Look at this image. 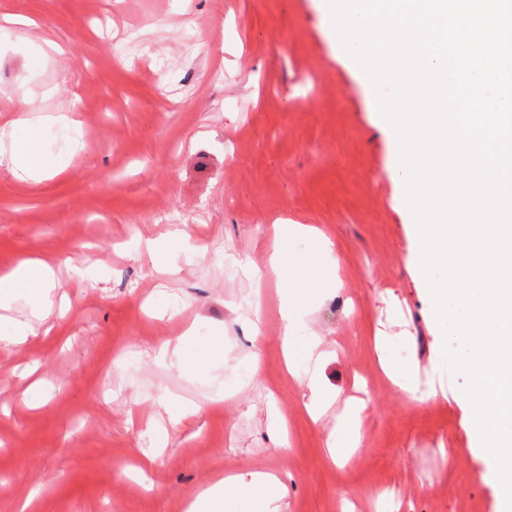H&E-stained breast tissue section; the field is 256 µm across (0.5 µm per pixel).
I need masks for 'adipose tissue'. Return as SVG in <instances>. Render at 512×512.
<instances>
[{"mask_svg":"<svg viewBox=\"0 0 512 512\" xmlns=\"http://www.w3.org/2000/svg\"><path fill=\"white\" fill-rule=\"evenodd\" d=\"M11 147L8 154L0 153V164H8L12 171L27 177L40 176L44 170L43 150L39 126L27 118L10 121ZM314 237L316 246L302 263L292 261L288 242L293 237ZM330 250V242L318 235L314 228L303 224H278L270 245L269 264L272 269L288 272L281 290L280 316L283 321L282 347L289 374L303 381L310 393L305 411L312 420H320L327 410L340 400L337 392L328 388L320 373L309 372L307 364L321 344L307 326L304 316L306 304L316 295L341 288L337 271H321L323 256ZM54 273L45 262L24 260L9 272L0 275V342L8 345L25 344L35 333L34 320L47 318L54 307L52 290ZM26 295L31 305V318L10 316L12 302L18 295ZM397 343L381 340L378 358L384 374L409 398H416L419 366L416 361L403 360L396 355ZM341 413L327 436L326 445L333 462L345 460L361 443V426L366 408L364 400H345ZM237 493L253 501L255 512H283L286 487L278 478L266 472L229 475L200 495L189 505L187 512H224L228 493Z\"/></svg>","mask_w":512,"mask_h":512,"instance_id":"1","label":"adipose tissue"}]
</instances>
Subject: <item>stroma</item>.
Here are the masks:
<instances>
[{"label": "stroma", "mask_w": 512, "mask_h": 512, "mask_svg": "<svg viewBox=\"0 0 512 512\" xmlns=\"http://www.w3.org/2000/svg\"><path fill=\"white\" fill-rule=\"evenodd\" d=\"M2 13L31 24L0 43V132L27 100V116L44 120L46 161L63 153L67 166L32 180L0 165V273L24 259L51 264L69 310L0 348V512H186L225 476L254 470L286 484L284 512H338L340 482L363 507L381 484L402 512H496L464 410L447 398L467 380L431 369L448 342L405 268L387 136L317 0H0ZM46 38L61 52L43 54ZM72 112L82 134L65 142L56 120ZM279 220L320 228L343 281L306 316L341 396L318 422L284 364L282 283L246 272L264 266ZM170 229L185 237L170 245L167 273L123 249ZM94 263L104 280L72 272ZM390 306L414 338L398 354L418 362L426 400L380 370ZM189 330L194 344H222L223 357L200 374L157 365L153 349ZM253 351V380L234 382ZM34 380L46 398L37 407L26 396ZM163 395L201 412L173 422ZM352 396L368 408L341 467L325 440Z\"/></svg>", "instance_id": "1"}]
</instances>
